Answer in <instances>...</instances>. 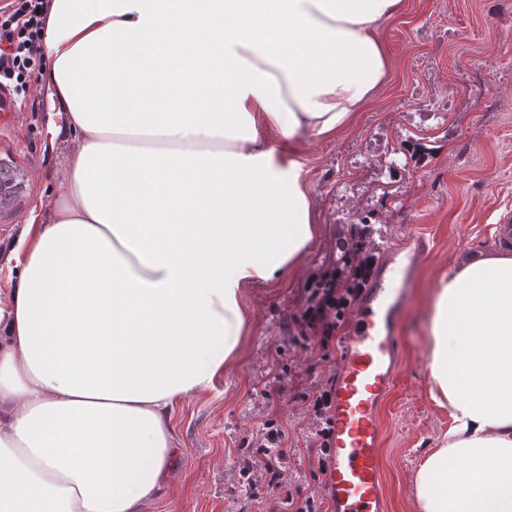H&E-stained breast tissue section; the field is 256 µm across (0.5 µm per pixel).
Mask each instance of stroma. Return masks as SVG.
<instances>
[{
	"label": "stroma",
	"mask_w": 512,
	"mask_h": 512,
	"mask_svg": "<svg viewBox=\"0 0 512 512\" xmlns=\"http://www.w3.org/2000/svg\"><path fill=\"white\" fill-rule=\"evenodd\" d=\"M375 34L386 69L370 101L337 138L299 148L320 227L305 270L243 289L250 325L240 355L210 390L178 404L172 426L182 452L144 512H272L276 494H247L239 474L270 418L285 431L289 490L331 512L311 446L310 403L333 384L355 313L346 312L326 351L303 339L296 320L305 288L335 268L349 224L361 218L372 226L375 262L410 234L429 246L408 289L394 381L378 408L384 512H419L417 463L448 425L427 393L431 292L465 254L500 253L494 227L512 213V0H401ZM14 100L12 122L0 127V168L24 185L0 206L5 251L34 205L52 207L72 149L48 140L51 101L40 77Z\"/></svg>",
	"instance_id": "obj_1"
}]
</instances>
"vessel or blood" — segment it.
<instances>
[{
	"mask_svg": "<svg viewBox=\"0 0 512 512\" xmlns=\"http://www.w3.org/2000/svg\"><path fill=\"white\" fill-rule=\"evenodd\" d=\"M421 250L393 251L359 304V324L343 342L333 390L332 456L325 493L332 512H382L378 405L399 356L396 321Z\"/></svg>",
	"mask_w": 512,
	"mask_h": 512,
	"instance_id": "vessel-or-blood-1",
	"label": "vessel or blood"
}]
</instances>
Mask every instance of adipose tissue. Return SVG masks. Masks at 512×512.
<instances>
[{"label":"adipose tissue","mask_w":512,"mask_h":512,"mask_svg":"<svg viewBox=\"0 0 512 512\" xmlns=\"http://www.w3.org/2000/svg\"><path fill=\"white\" fill-rule=\"evenodd\" d=\"M400 0H46L52 139L76 144L0 292V512H143L178 401L239 354L246 285L319 235L297 147L381 81ZM420 512H512V256L433 289Z\"/></svg>","instance_id":"ef3b65f1"}]
</instances>
